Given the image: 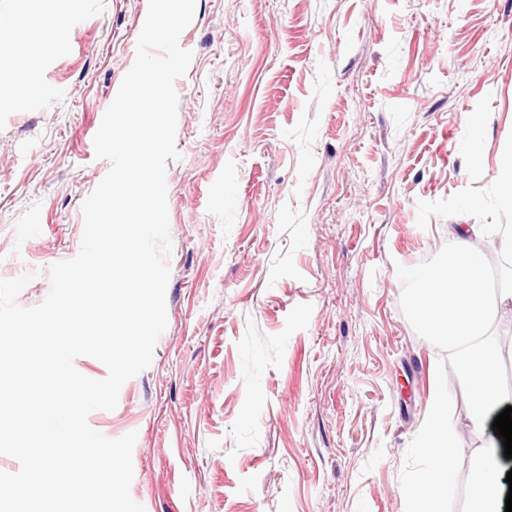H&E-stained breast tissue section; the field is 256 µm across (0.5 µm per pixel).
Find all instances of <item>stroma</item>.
<instances>
[{
  "instance_id": "35a3bbf8",
  "label": "stroma",
  "mask_w": 512,
  "mask_h": 512,
  "mask_svg": "<svg viewBox=\"0 0 512 512\" xmlns=\"http://www.w3.org/2000/svg\"><path fill=\"white\" fill-rule=\"evenodd\" d=\"M0 0V280L77 256L110 169L93 139L132 66L149 0ZM179 44L166 184L167 327L90 426L136 432L145 512H405L407 448L441 352L400 307L398 266L472 224H512V0H196ZM54 96H45V89ZM479 129H472V119ZM464 461L473 430L455 374Z\"/></svg>"
}]
</instances>
